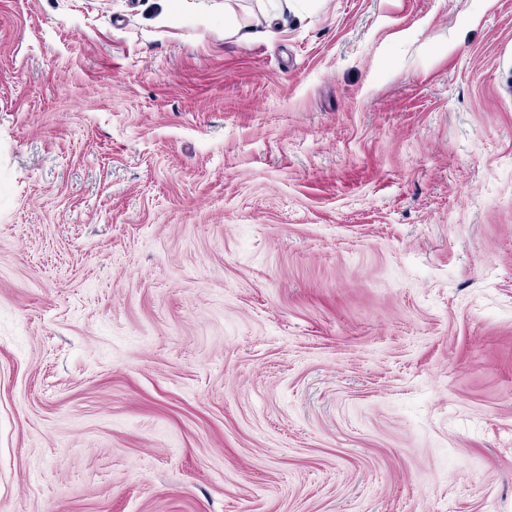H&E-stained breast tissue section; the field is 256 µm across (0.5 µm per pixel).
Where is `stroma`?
Wrapping results in <instances>:
<instances>
[{
    "instance_id": "1",
    "label": "stroma",
    "mask_w": 512,
    "mask_h": 512,
    "mask_svg": "<svg viewBox=\"0 0 512 512\" xmlns=\"http://www.w3.org/2000/svg\"><path fill=\"white\" fill-rule=\"evenodd\" d=\"M0 512H512V0H0Z\"/></svg>"
}]
</instances>
